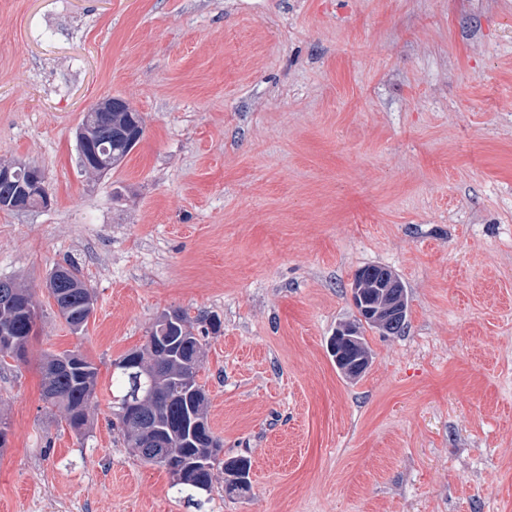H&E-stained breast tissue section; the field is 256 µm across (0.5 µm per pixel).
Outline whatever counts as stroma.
Returning a JSON list of instances; mask_svg holds the SVG:
<instances>
[{"mask_svg":"<svg viewBox=\"0 0 512 512\" xmlns=\"http://www.w3.org/2000/svg\"><path fill=\"white\" fill-rule=\"evenodd\" d=\"M144 118L116 168L77 131ZM48 207L0 211V279L31 289L28 363L0 366V512H512V0H0V164ZM71 259L82 332L45 288ZM389 269L407 328L327 344L352 278ZM179 309L221 321L198 374L252 487L202 504L114 430V362ZM98 368L75 434L39 359ZM99 108L101 112H98ZM136 117L144 124L141 114L126 100L113 97L100 102V107L93 105L84 113L80 129L83 127L89 132L91 127L92 144L96 148L98 144L103 147V151H97L104 171L116 167L131 152L125 133L131 118Z\"/></svg>","mask_w":512,"mask_h":512,"instance_id":"35a3bbf8","label":"stroma"}]
</instances>
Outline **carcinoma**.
Returning a JSON list of instances; mask_svg holds the SVG:
<instances>
[{
    "mask_svg": "<svg viewBox=\"0 0 512 512\" xmlns=\"http://www.w3.org/2000/svg\"><path fill=\"white\" fill-rule=\"evenodd\" d=\"M101 111L86 113L81 127L91 130L93 145H101L99 152L103 170H110L120 164L130 153L126 131L131 119L141 117L126 100L108 98L100 102ZM17 178L11 184H0V210H12V202L23 192L27 180V166H14ZM65 274H51L47 281L49 296L54 300L58 314L74 331L82 329L94 306V294L78 266L73 263L56 266ZM363 282L368 287L383 288L384 275L388 270L382 266L369 265L360 269ZM401 298V317L388 323L384 330L389 334H400L405 329L407 318L406 290L398 289ZM167 315L174 318L168 330L170 336L182 340L166 352L154 350L147 345L134 350L125 358L137 361L129 370L116 365L115 382L119 387L117 395L118 430L127 447L134 449L150 435L140 427L160 424L170 432L167 460L144 459V462L163 468L172 478L171 487L177 492L193 498L198 493L212 490L214 469L224 468L225 490L243 494L250 491L251 460L239 458L238 472L224 467V460L216 457L221 449L210 427L206 426L200 435L189 434L194 421L208 423V398L197 374L202 368L205 355V339L209 333L217 332L220 323L199 318L190 320L181 310H172ZM37 308L30 289L9 279L7 286L0 287V334L14 337L15 349H3L0 363L11 358L16 362H28V344L34 334ZM72 351L47 355L41 360V389L43 401L63 414L67 426L81 435L89 423L88 408L94 395L98 379V368L85 356L78 364L69 362Z\"/></svg>",
    "mask_w": 512,
    "mask_h": 512,
    "instance_id": "obj_1",
    "label": "carcinoma"
}]
</instances>
